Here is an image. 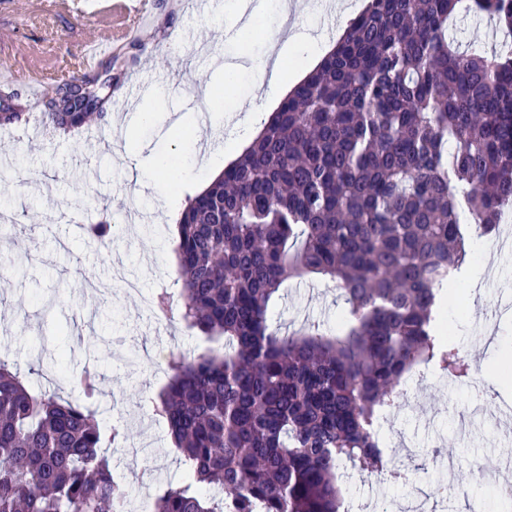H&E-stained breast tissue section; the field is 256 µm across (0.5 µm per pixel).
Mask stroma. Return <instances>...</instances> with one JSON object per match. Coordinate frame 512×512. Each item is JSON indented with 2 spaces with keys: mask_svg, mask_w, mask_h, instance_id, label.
<instances>
[{
  "mask_svg": "<svg viewBox=\"0 0 512 512\" xmlns=\"http://www.w3.org/2000/svg\"><path fill=\"white\" fill-rule=\"evenodd\" d=\"M225 0H150L152 28L121 36L120 17L103 13L102 0H83L80 12L60 9L55 0H0V34L5 50L25 51L28 64L50 68L74 61L84 46L98 41L104 26L118 37L112 45L115 69L123 81L146 84L135 109L125 112L119 128L105 137L47 140L15 126L0 134V213L14 223H0V254L23 262L24 274L0 288V340L30 387L78 398L70 382L73 372L90 367L101 378L97 401L103 428L124 431L121 451L111 453L112 473L121 480L127 506L137 512L158 484L178 482L179 454L167 443V424L153 404L170 379L167 361L180 352L194 356L206 347L203 336L181 322L161 321L145 306L146 298L178 278L176 230L172 226L196 184L173 179L166 199L151 185L130 184L115 149L125 140L144 142L158 152L170 150L177 120L220 108L250 112L252 76L228 87L220 103L206 99L202 83L217 81V69L238 63L241 48L250 56L263 51L257 33L244 44H231L236 27L224 12ZM151 106L157 124L139 128L137 111ZM117 207L122 231L109 250L88 243L74 219L84 225L100 220L103 207ZM473 264L492 261L497 273L482 288L459 294L445 316L450 339L472 367L470 384L448 383L435 369L406 383V405L388 413L384 436L390 444L416 447L404 463L412 482H393L344 467L341 482L346 512H378L382 504L406 499L413 486L430 490L455 481L454 461L481 458L492 477L472 480L468 499H428L434 512H470L478 500L488 512H504L496 475L512 459V431L498 418L471 419V387L489 388L492 408L512 412V383L501 380L512 367V249L472 240ZM138 293L127 292L126 280ZM345 313L332 282L310 276L286 282L273 310L272 324L287 333L302 327L336 330ZM68 352L67 365L54 373L38 372L57 346ZM437 456L434 466L420 470L423 454Z\"/></svg>",
  "mask_w": 512,
  "mask_h": 512,
  "instance_id": "obj_1",
  "label": "stroma"
}]
</instances>
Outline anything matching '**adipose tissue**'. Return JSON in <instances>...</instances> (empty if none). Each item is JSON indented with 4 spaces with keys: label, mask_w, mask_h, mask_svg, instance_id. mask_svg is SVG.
I'll return each mask as SVG.
<instances>
[{
    "label": "adipose tissue",
    "mask_w": 512,
    "mask_h": 512,
    "mask_svg": "<svg viewBox=\"0 0 512 512\" xmlns=\"http://www.w3.org/2000/svg\"><path fill=\"white\" fill-rule=\"evenodd\" d=\"M226 9L234 21L240 22L242 32L252 31L259 20L266 21L270 27L267 52L260 62L263 78L255 85V97L261 102L282 91L285 59L294 61L296 72L305 73L335 45L333 39L313 35L303 24V16L314 9L312 0H227ZM118 156L124 163L130 183L139 186L154 182L161 197L168 190L170 176L199 184L215 178L214 172L200 163L196 144L192 141L183 142L174 152L150 153L145 161L137 159L129 148L119 150Z\"/></svg>",
    "instance_id": "obj_1"
}]
</instances>
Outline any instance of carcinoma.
I'll return each mask as SVG.
<instances>
[{
    "label": "carcinoma",
    "mask_w": 512,
    "mask_h": 512,
    "mask_svg": "<svg viewBox=\"0 0 512 512\" xmlns=\"http://www.w3.org/2000/svg\"><path fill=\"white\" fill-rule=\"evenodd\" d=\"M512 33V0H369L334 51L281 101L246 151L189 199L177 228L181 286L153 301L213 347L173 354L156 409L184 473L150 512H341L338 468L397 467L375 427L419 366L469 380L437 300L460 282L466 209L496 233L512 203V50L460 49V8ZM112 63L56 86L45 122L106 129ZM107 247L108 214L87 228ZM336 283L334 336L281 334L288 280ZM81 398L27 386L0 357V512H127L101 451L89 369Z\"/></svg>",
    "instance_id": "1"
}]
</instances>
